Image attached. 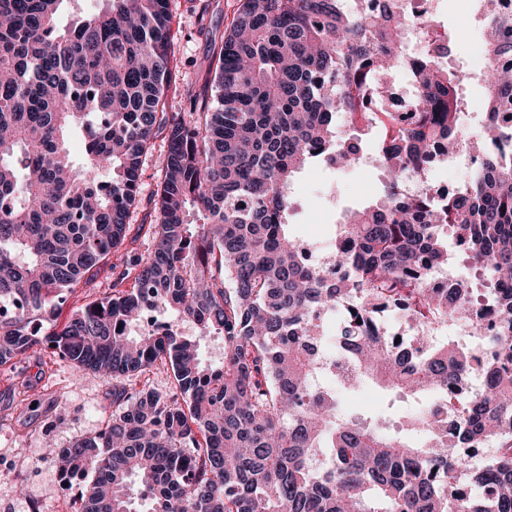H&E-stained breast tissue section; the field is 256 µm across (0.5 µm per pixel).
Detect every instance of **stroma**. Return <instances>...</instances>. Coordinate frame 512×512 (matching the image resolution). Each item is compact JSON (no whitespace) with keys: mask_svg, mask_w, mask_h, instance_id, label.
Returning <instances> with one entry per match:
<instances>
[{"mask_svg":"<svg viewBox=\"0 0 512 512\" xmlns=\"http://www.w3.org/2000/svg\"><path fill=\"white\" fill-rule=\"evenodd\" d=\"M239 0H172L174 50L181 61L176 91L167 109H183L182 91L213 98L210 42L200 26L224 31ZM438 20L453 44L457 68H466L482 44L471 29L460 0H442ZM167 145L156 137L144 160L141 202L129 217L127 247L147 253L150 227L156 221L152 199ZM380 172L359 166L319 163L297 174L290 185L289 233L292 237L330 241L349 211L367 205L382 193ZM341 406L351 417L398 419L408 412L404 402L372 384L356 390L338 389ZM112 411V383L92 372L77 370L51 351L34 354L15 366L0 367V512H72L82 490L62 491L49 447H68L79 438L98 434Z\"/></svg>","mask_w":512,"mask_h":512,"instance_id":"obj_1","label":"stroma"}]
</instances>
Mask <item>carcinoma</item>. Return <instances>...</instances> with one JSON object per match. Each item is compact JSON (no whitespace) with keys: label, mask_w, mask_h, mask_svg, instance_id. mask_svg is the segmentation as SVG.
<instances>
[{"label":"carcinoma","mask_w":512,"mask_h":512,"mask_svg":"<svg viewBox=\"0 0 512 512\" xmlns=\"http://www.w3.org/2000/svg\"><path fill=\"white\" fill-rule=\"evenodd\" d=\"M64 2L0 0V367L48 344L112 380L102 430L58 451L61 474H94L76 512H138L141 499L151 512H512V126L502 121L512 64L485 73L480 168L440 202L405 196L403 178L435 150L459 148L462 72L420 55L410 69L417 110L370 111L376 77L401 64L399 0L370 13L348 0H240L225 32L209 34L216 104L188 92L182 112L166 111L179 72L171 0H107L62 27ZM497 27L483 50L510 58L512 21ZM341 115L353 142L337 136ZM374 131L384 196L340 225L346 273L329 282L286 232V191L318 160L356 164ZM158 133L168 149L155 245L119 273L132 289L55 324L76 286L117 269ZM450 234L496 290L499 323L481 392L454 402L444 393L463 383L467 351L446 341L423 350L421 339L399 348L372 324L384 303L417 322L463 317L470 283L436 292L421 260L448 264ZM354 294L361 309L340 329L349 384L424 402L395 435L377 418L345 417L336 392L313 384L323 366L316 313ZM148 310L175 320L143 331ZM209 336L224 344L217 364L199 356ZM160 365L172 372L167 391L127 388ZM475 437L504 452L469 467L460 449ZM461 482L476 492H450Z\"/></svg>","instance_id":"obj_1"}]
</instances>
